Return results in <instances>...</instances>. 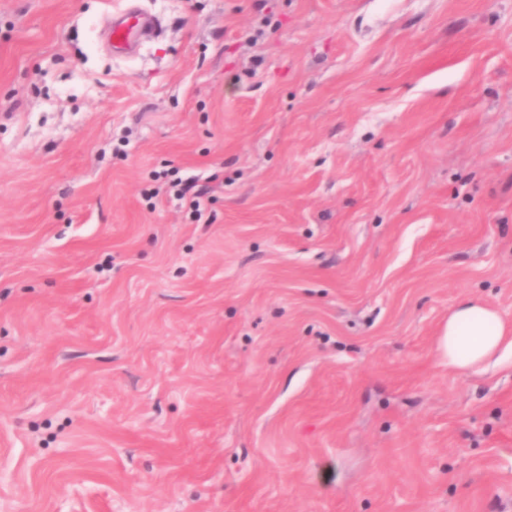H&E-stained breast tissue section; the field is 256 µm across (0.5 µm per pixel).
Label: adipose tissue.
I'll use <instances>...</instances> for the list:
<instances>
[{
	"instance_id": "ef3b65f1",
	"label": "adipose tissue",
	"mask_w": 512,
	"mask_h": 512,
	"mask_svg": "<svg viewBox=\"0 0 512 512\" xmlns=\"http://www.w3.org/2000/svg\"><path fill=\"white\" fill-rule=\"evenodd\" d=\"M439 347L449 367L478 369L500 353L512 351V326L495 310L467 299L449 313Z\"/></svg>"
}]
</instances>
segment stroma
Wrapping results in <instances>:
<instances>
[{
	"instance_id": "obj_1",
	"label": "stroma",
	"mask_w": 512,
	"mask_h": 512,
	"mask_svg": "<svg viewBox=\"0 0 512 512\" xmlns=\"http://www.w3.org/2000/svg\"><path fill=\"white\" fill-rule=\"evenodd\" d=\"M465 298L512 322V0H0V512H512ZM156 28V21L145 14L135 11H123L117 14L112 22V51L117 54H127ZM511 335V327L495 310L466 299L449 313L439 347L450 368L472 370L502 352L512 351Z\"/></svg>"
}]
</instances>
